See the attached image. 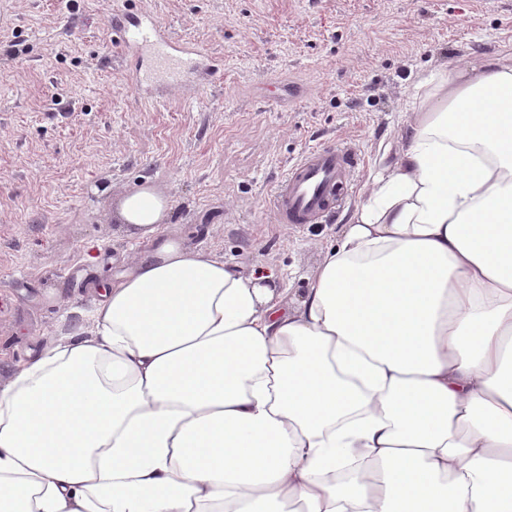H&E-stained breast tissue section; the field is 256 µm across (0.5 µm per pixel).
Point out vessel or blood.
<instances>
[{"label":"vessel or blood","instance_id":"obj_1","mask_svg":"<svg viewBox=\"0 0 512 512\" xmlns=\"http://www.w3.org/2000/svg\"><path fill=\"white\" fill-rule=\"evenodd\" d=\"M112 32L125 53H146L151 68L139 74L141 87L166 89L184 85L189 75L217 73L210 57L176 42L169 29L156 19L118 16ZM361 158L349 145H327L304 153L289 166L269 199L280 224H320L340 207Z\"/></svg>","mask_w":512,"mask_h":512}]
</instances>
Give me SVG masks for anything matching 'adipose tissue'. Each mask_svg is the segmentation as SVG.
Wrapping results in <instances>:
<instances>
[{
	"instance_id": "obj_1",
	"label": "adipose tissue",
	"mask_w": 512,
	"mask_h": 512,
	"mask_svg": "<svg viewBox=\"0 0 512 512\" xmlns=\"http://www.w3.org/2000/svg\"><path fill=\"white\" fill-rule=\"evenodd\" d=\"M423 84L296 305L122 200L147 249L0 388V512H512V65Z\"/></svg>"
}]
</instances>
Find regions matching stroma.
<instances>
[{
    "label": "stroma",
    "instance_id": "1",
    "mask_svg": "<svg viewBox=\"0 0 512 512\" xmlns=\"http://www.w3.org/2000/svg\"><path fill=\"white\" fill-rule=\"evenodd\" d=\"M128 13L222 69L138 92L150 61L112 36ZM498 54L512 64V0H0V387L144 250L119 216L144 182L172 204L165 234L302 298L373 174L399 160L420 80ZM281 82L303 97L280 102ZM344 142L365 161L339 217L276 223L288 166Z\"/></svg>",
    "mask_w": 512,
    "mask_h": 512
}]
</instances>
